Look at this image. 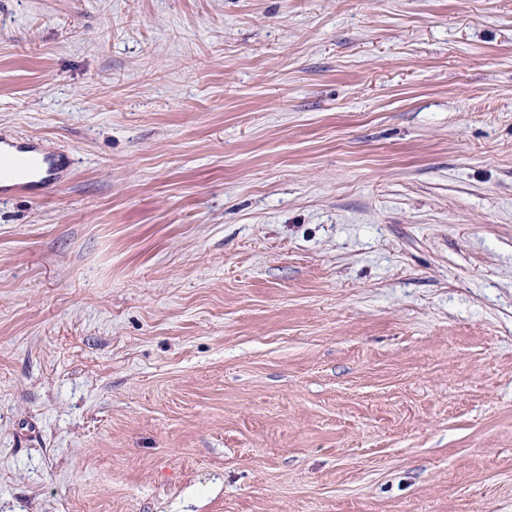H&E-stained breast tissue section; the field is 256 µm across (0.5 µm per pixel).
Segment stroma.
I'll use <instances>...</instances> for the list:
<instances>
[{"label": "stroma", "mask_w": 512, "mask_h": 512, "mask_svg": "<svg viewBox=\"0 0 512 512\" xmlns=\"http://www.w3.org/2000/svg\"><path fill=\"white\" fill-rule=\"evenodd\" d=\"M0 512H512V0H0ZM8 150L3 152V150ZM0 149V188L9 187L11 191H23L28 184L50 181L56 175V165L48 157L34 149L15 150ZM40 177L38 181L33 180ZM7 183V184H6Z\"/></svg>", "instance_id": "1"}]
</instances>
